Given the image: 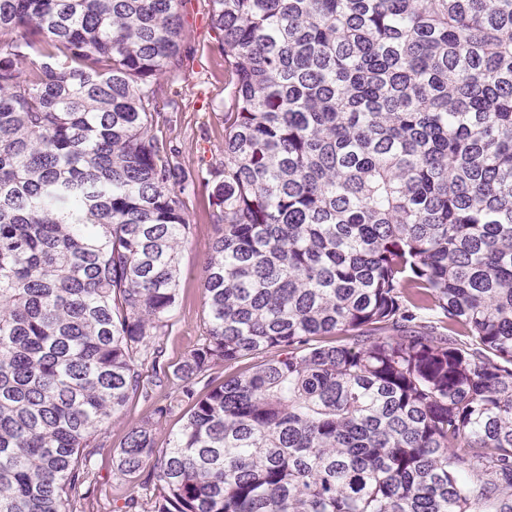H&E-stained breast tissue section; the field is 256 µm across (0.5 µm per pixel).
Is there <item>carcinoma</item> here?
Returning <instances> with one entry per match:
<instances>
[{
	"mask_svg": "<svg viewBox=\"0 0 512 512\" xmlns=\"http://www.w3.org/2000/svg\"><path fill=\"white\" fill-rule=\"evenodd\" d=\"M184 2L0 0V512H77L149 358L189 405L114 454L151 512H512V0H210L195 173L159 129ZM212 213L207 194L200 195L190 209L193 237L191 244L180 255L179 305L172 331L164 339L161 359L170 373L183 361L185 354L204 338L203 270L217 236ZM176 411L165 419H162L156 426L155 441L157 448H166L169 438L177 432L185 421V414L188 410L186 403L175 409Z\"/></svg>",
	"mask_w": 512,
	"mask_h": 512,
	"instance_id": "cac0c4a2",
	"label": "carcinoma"
}]
</instances>
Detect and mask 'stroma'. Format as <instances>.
Segmentation results:
<instances>
[{
	"label": "stroma",
	"instance_id": "1",
	"mask_svg": "<svg viewBox=\"0 0 512 512\" xmlns=\"http://www.w3.org/2000/svg\"><path fill=\"white\" fill-rule=\"evenodd\" d=\"M183 67L165 85L159 99L161 111L172 122L166 133L182 146V161L195 170L214 160L224 140V125L217 108L229 103L231 87L224 74V58L216 48L210 28L208 0H186L183 9ZM213 208L207 195H200L189 213L193 226L191 244L180 255L179 305L174 326L164 339L161 359L172 370L204 337L202 280L205 262L217 236ZM174 387L154 388L150 398L132 396L123 415L102 429L92 457L88 482L78 490L80 512H119L128 498L139 502L140 512H149L158 487L149 489L129 483L116 469L113 453L120 448L128 427L153 418L157 405L175 400Z\"/></svg>",
	"mask_w": 512,
	"mask_h": 512
}]
</instances>
